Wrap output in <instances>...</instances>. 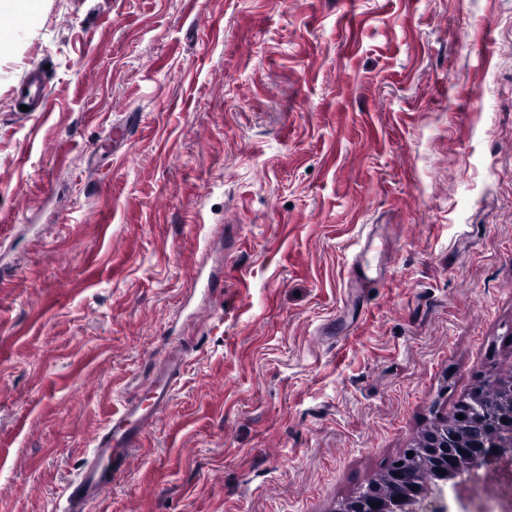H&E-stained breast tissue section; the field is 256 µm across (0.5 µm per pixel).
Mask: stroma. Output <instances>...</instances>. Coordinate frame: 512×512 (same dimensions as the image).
<instances>
[{
	"mask_svg": "<svg viewBox=\"0 0 512 512\" xmlns=\"http://www.w3.org/2000/svg\"><path fill=\"white\" fill-rule=\"evenodd\" d=\"M16 30L0 512H58L174 349L88 512H336L512 374V0H39ZM182 369V359L170 354L144 386L147 403L140 398L112 414L110 423L94 438L86 464L65 489V505L59 511L85 512L87 505L121 476L143 433L169 404Z\"/></svg>",
	"mask_w": 512,
	"mask_h": 512,
	"instance_id": "35a3bbf8",
	"label": "stroma"
}]
</instances>
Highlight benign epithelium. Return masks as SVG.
I'll use <instances>...</instances> for the list:
<instances>
[{"instance_id":"7a95c632","label":"benign epithelium","mask_w":512,"mask_h":512,"mask_svg":"<svg viewBox=\"0 0 512 512\" xmlns=\"http://www.w3.org/2000/svg\"><path fill=\"white\" fill-rule=\"evenodd\" d=\"M474 390L458 403L457 413L464 418L445 431H432L424 448L430 453L447 457L448 467L461 460L469 462L468 476H477L483 467L496 466L504 480L512 484V384L505 390L507 404L486 402ZM387 484L389 494L404 498L405 512H450L448 493L438 487L429 493H417L416 474L406 470L400 459L389 466ZM351 512H385L381 499L361 489Z\"/></svg>"}]
</instances>
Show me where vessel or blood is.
Returning a JSON list of instances; mask_svg holds the SVG:
<instances>
[{"mask_svg": "<svg viewBox=\"0 0 512 512\" xmlns=\"http://www.w3.org/2000/svg\"><path fill=\"white\" fill-rule=\"evenodd\" d=\"M182 369L181 358L170 354L145 385V400L127 403L113 413L107 427L94 438L86 464L68 484L61 512H86L87 505L121 476L143 433L169 404Z\"/></svg>", "mask_w": 512, "mask_h": 512, "instance_id": "1", "label": "vessel or blood"}]
</instances>
